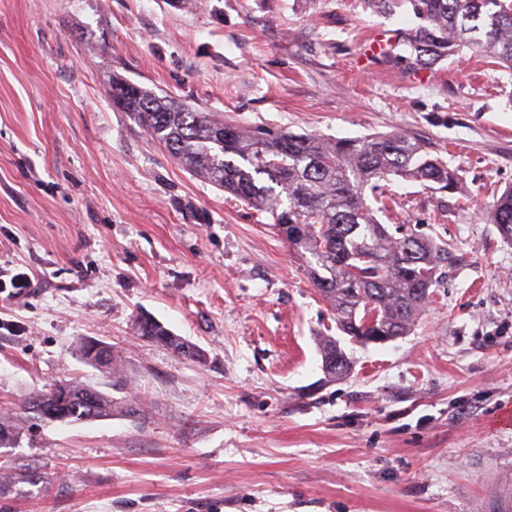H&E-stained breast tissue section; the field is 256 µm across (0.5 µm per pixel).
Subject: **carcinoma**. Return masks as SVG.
Masks as SVG:
<instances>
[{"label":"carcinoma","instance_id":"cac0c4a2","mask_svg":"<svg viewBox=\"0 0 512 512\" xmlns=\"http://www.w3.org/2000/svg\"><path fill=\"white\" fill-rule=\"evenodd\" d=\"M400 1L420 20L390 45L411 49L418 65L429 68L463 48H476L492 63L512 68V0H367L387 10ZM112 105L131 113L139 125L193 176L268 214L272 226L301 254L331 305L336 327L361 342L371 336H401L425 308L436 268L446 248L407 228L397 237L370 207L365 189L400 177L454 192L456 170L431 155L414 138L391 132L355 139L242 128L213 112L192 109L183 100L159 96L121 77L112 79ZM490 223L512 241V188L484 206ZM139 336L200 359L202 351L161 323L142 318ZM85 362L123 373L121 358L99 340L80 345ZM322 364L330 377L348 371L336 365L345 356L338 341L324 339ZM108 394L72 380H61L24 405V413L47 422L91 420L112 415ZM36 469L0 468V494L32 482Z\"/></svg>","mask_w":512,"mask_h":512}]
</instances>
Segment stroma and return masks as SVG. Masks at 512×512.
<instances>
[{"mask_svg":"<svg viewBox=\"0 0 512 512\" xmlns=\"http://www.w3.org/2000/svg\"><path fill=\"white\" fill-rule=\"evenodd\" d=\"M405 9L362 0H0V463L36 485L0 512H500L512 504V243L479 206L512 187V70L466 48L388 55ZM122 76L254 130L402 131L462 181L382 182L378 218L448 246L410 331L338 335L307 260L113 108ZM204 352L141 341L137 318ZM351 371L331 381L324 337ZM123 357L113 380L80 357ZM60 379L111 417L46 423ZM136 414H126L127 406ZM80 354L85 362L106 368L112 376L124 373L121 358L112 353V347L99 340H88L80 345Z\"/></svg>","mask_w":512,"mask_h":512,"instance_id":"stroma-1","label":"stroma"}]
</instances>
